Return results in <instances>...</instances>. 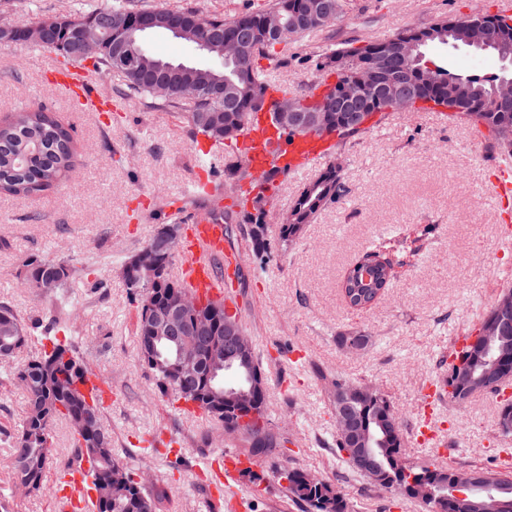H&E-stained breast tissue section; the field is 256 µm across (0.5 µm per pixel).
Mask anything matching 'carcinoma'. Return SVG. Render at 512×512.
Wrapping results in <instances>:
<instances>
[{"instance_id":"1","label":"carcinoma","mask_w":512,"mask_h":512,"mask_svg":"<svg viewBox=\"0 0 512 512\" xmlns=\"http://www.w3.org/2000/svg\"><path fill=\"white\" fill-rule=\"evenodd\" d=\"M324 0H273L267 7L250 11L230 19L217 14L205 15L194 10H181L179 14L189 23L190 29L180 38V42L199 49V39L212 31L224 33L231 26L262 31L268 18H277L283 24H294L302 17L314 13ZM112 14V32L109 41L116 43L123 37V26L130 20L145 13L153 16L157 23L153 32L165 33L166 18L172 10L166 8L135 9L130 4L115 0L109 9ZM491 23L498 28L497 41L489 47L503 63L512 65V25L508 17L494 15ZM34 26L21 24L16 33V40L66 56L62 48L70 43L72 31L63 27L57 30L49 42L31 38L28 32ZM474 33L455 20H443L422 29H406L383 40L385 44L399 42L406 46L414 43L417 50L402 58L403 65L417 79H427L430 86L425 97L431 102L429 108L442 107L467 120L475 126L482 125L494 138L495 143L506 156L512 155V110L506 112H488L486 107L494 94L495 85L508 75L492 76L482 79L478 76L451 73L441 66L430 70L425 66L422 49L434 45H469ZM275 44L250 46V57L244 66L227 63L223 54L216 49L208 53L210 64L186 65L181 73H173L167 78L169 92L164 100L174 104L185 99L183 88L195 85L201 88L213 86L218 81L232 89V102L219 104L205 97L193 101L190 123L195 131L212 139L216 144L225 143L227 130L240 125L243 118L258 109L264 102L266 77L259 65V60L271 56ZM360 54L362 64L355 70L353 84L362 96V101L372 103L371 114L388 111L393 105L396 89L385 90L384 95L375 98L376 84L372 74L376 58L371 51L358 52L356 47L331 49L325 54V66L332 72L341 71L342 57ZM167 63L151 53L146 46H141V57L136 63L121 73L128 96H155L153 84L160 73L157 66ZM282 97L297 103L305 112H314L321 118V123L332 129V133L344 138L361 132V129L345 127L346 112L336 108V104L327 101L304 103L306 97L295 87H287ZM76 148L70 131L51 113L43 110H23L14 118L0 125V192L13 195H30L46 190L73 169ZM344 192L339 171L331 166L315 181L306 185L294 201L288 215V223L281 227V238L289 241L300 234L305 225L311 223L314 216L326 206L336 202ZM263 199L255 201L256 218L249 219L254 225L252 240L258 247L265 245V216ZM24 282L30 288H39V283L56 281L58 285L40 291L44 298H53L57 292L75 279L77 270L65 261L55 260L39 254H32L23 261ZM357 265H351L345 272L341 283L343 296L349 306L364 308L371 305L378 297L375 292L358 288L356 281ZM182 285L179 278L172 275L152 281L142 279L137 284H126L132 301L137 303L138 343H143L147 334L148 323L145 311L147 305L161 301L164 294L174 286ZM40 330L42 344L40 353L15 368L11 379L25 383L26 412L20 429L9 436V448L12 449L11 467L17 482L28 487V491H38L42 487L47 462L53 453V432L59 422H64L70 429V437L77 462L85 461L89 468L87 476L91 478L89 500L95 512H156V498L145 489L134 486V473L126 471L128 480L117 484L110 480V472L125 465L116 457L112 448V435L103 420V406L95 396L87 395L81 388L85 377L73 378L68 373L69 365L78 361L80 356L73 340L60 335L57 321L47 325L36 324L27 327L7 305H0V348L7 347L16 352L31 338V331ZM494 345L487 356L492 361L502 353L512 354V312L498 318ZM227 343L216 337L209 352L216 362L211 369L199 376L187 390H180L170 378L167 367L179 354L197 353L201 349L195 336H186L177 341L161 339L157 343L156 361L146 364L152 374L155 386L163 396H174L186 404L180 408L185 414L190 413L191 405L187 401L200 400L199 409L209 416H214L211 405L204 401L208 390L217 388L225 393L238 389L248 383L253 372L260 368L256 357L243 364L236 360L229 367L225 366ZM341 378L331 380L329 399L333 412L341 411L355 426V433L372 436L367 443L368 455L376 469L377 478L373 482L394 494L413 498L407 482L401 480L406 470L419 476L426 486L433 491L431 503L427 504L430 512H448V501L442 498L447 493L445 486L458 471L453 466L410 465L400 453L403 433L398 414L390 397L383 391L378 397L365 402L347 393L340 394L334 390ZM93 416V430L80 437L77 427L87 416ZM216 417V416H214ZM224 422V417H216ZM106 438L105 444L97 442L98 436ZM250 444L251 453L256 455L265 448L277 444V439L268 428V415L262 414L250 425L240 431ZM291 478L288 484L289 497L302 507V512H347V501L328 483L320 486L311 485L305 480L306 471L289 470Z\"/></svg>"}]
</instances>
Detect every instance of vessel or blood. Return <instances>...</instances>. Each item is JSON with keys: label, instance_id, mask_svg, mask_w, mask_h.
<instances>
[{"label": "vessel or blood", "instance_id": "b4317fda", "mask_svg": "<svg viewBox=\"0 0 512 512\" xmlns=\"http://www.w3.org/2000/svg\"><path fill=\"white\" fill-rule=\"evenodd\" d=\"M48 78L66 95L70 106L77 112H108L112 102L91 90L83 69L67 64L51 69ZM281 92L276 83H268L267 95L261 110L251 113L248 131L230 146V153L241 156L253 178L245 183L247 198H256L259 191L256 178L275 168L295 172L326 159L332 152L330 140L316 137H289L271 123V114ZM199 169L202 173L193 184L195 195L208 196L221 203L223 194L204 176L211 168L213 147L197 149ZM489 190L497 206V219L504 225L512 224V162L505 160L488 172ZM225 227L221 221L205 218L188 228L182 258L178 267L181 279L191 292L204 300L232 305L235 294L232 283L237 268L232 257L225 252ZM244 457L227 452L207 460V467H218L225 481L236 480L244 468Z\"/></svg>", "mask_w": 512, "mask_h": 512}]
</instances>
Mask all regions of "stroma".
Instances as JSON below:
<instances>
[{"label": "stroma", "mask_w": 512, "mask_h": 512, "mask_svg": "<svg viewBox=\"0 0 512 512\" xmlns=\"http://www.w3.org/2000/svg\"><path fill=\"white\" fill-rule=\"evenodd\" d=\"M269 0H132L134 7L188 8L232 18ZM113 0H0V19L38 24L77 15ZM512 15V0H341L338 19L295 40L276 80L311 91L322 78L330 48L392 37L407 27L426 28L464 14ZM55 52L25 43L0 45V123L15 112L41 108L69 128L76 146L73 170L56 185L28 197L0 193V304L24 323L56 307L24 287L22 263L40 253L83 270L79 301L65 315L77 348L94 373L112 386L105 422L116 456L146 474L158 512H226L210 501L197 460L224 451L246 454L242 437L226 435L207 415L180 416L155 387L142 362L135 302L119 275L161 224H192L205 216L204 199L191 195L197 136L187 121L192 102L128 98L114 72L88 70L97 89L123 102L122 115L77 112L45 72ZM345 191L303 232L281 242L278 217L302 188L325 170L318 163L298 175L275 177L267 199V249L255 252L245 211L232 210L226 249L244 257L233 288L237 317L254 350L270 347L259 363L265 377L270 428L284 445L251 457L237 489L242 512H298L289 502L284 468L314 472L341 490L353 512H425L419 502L374 485L335 452L328 377L369 382L384 390L402 429L415 419L420 388L444 378L457 334L478 327L500 291L512 286V251L502 241L495 203L485 184L502 156L491 139L470 137L467 121L451 112H385L369 129L341 140ZM403 259L392 283L371 306L344 300L345 268L367 249ZM368 334L366 349L351 351L339 339ZM39 350L30 340L0 366V431L14 432L25 414L23 391L7 380L12 367ZM497 398L480 395L452 406L451 445L442 452L405 438L408 462L457 468L502 469L512 437L499 435ZM11 450L0 441V497L10 512H57L50 485L18 490Z\"/></svg>", "instance_id": "obj_1"}]
</instances>
